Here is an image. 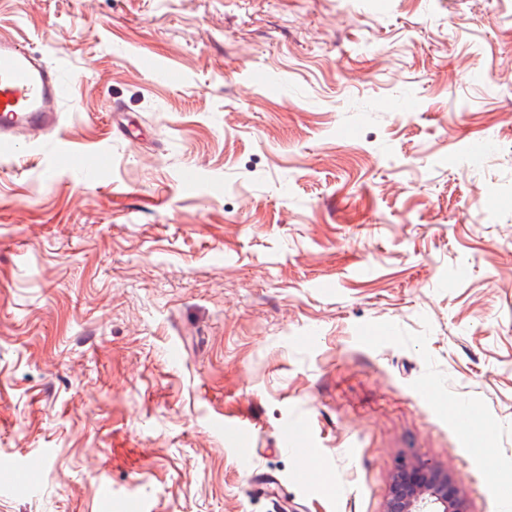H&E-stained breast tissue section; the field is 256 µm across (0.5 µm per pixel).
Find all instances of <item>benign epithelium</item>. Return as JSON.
<instances>
[{"label": "benign epithelium", "mask_w": 512, "mask_h": 512, "mask_svg": "<svg viewBox=\"0 0 512 512\" xmlns=\"http://www.w3.org/2000/svg\"><path fill=\"white\" fill-rule=\"evenodd\" d=\"M459 475L450 467L410 457L393 476L385 512H466L455 484Z\"/></svg>", "instance_id": "7a95c632"}]
</instances>
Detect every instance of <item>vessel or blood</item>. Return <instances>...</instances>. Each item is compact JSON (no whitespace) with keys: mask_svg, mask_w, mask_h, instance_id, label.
<instances>
[{"mask_svg":"<svg viewBox=\"0 0 512 512\" xmlns=\"http://www.w3.org/2000/svg\"><path fill=\"white\" fill-rule=\"evenodd\" d=\"M62 99L59 76L46 57L0 33V146L61 131Z\"/></svg>","mask_w":512,"mask_h":512,"instance_id":"obj_1","label":"vessel or blood"}]
</instances>
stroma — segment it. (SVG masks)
<instances>
[{"label": "stroma", "mask_w": 512, "mask_h": 512, "mask_svg": "<svg viewBox=\"0 0 512 512\" xmlns=\"http://www.w3.org/2000/svg\"><path fill=\"white\" fill-rule=\"evenodd\" d=\"M0 29L66 88L60 136L0 153V512H384L405 457L503 512L512 0H0Z\"/></svg>", "instance_id": "obj_1"}]
</instances>
